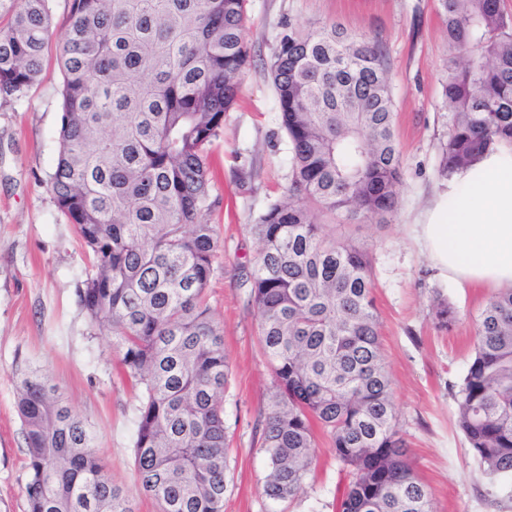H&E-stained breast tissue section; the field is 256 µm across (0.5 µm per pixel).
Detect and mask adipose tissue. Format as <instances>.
Wrapping results in <instances>:
<instances>
[{"mask_svg": "<svg viewBox=\"0 0 512 512\" xmlns=\"http://www.w3.org/2000/svg\"><path fill=\"white\" fill-rule=\"evenodd\" d=\"M433 267L468 288L512 290V143L457 173L446 204L415 227Z\"/></svg>", "mask_w": 512, "mask_h": 512, "instance_id": "adipose-tissue-1", "label": "adipose tissue"}]
</instances>
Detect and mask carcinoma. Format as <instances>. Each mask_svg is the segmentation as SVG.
I'll return each instance as SVG.
<instances>
[{
	"label": "carcinoma",
	"instance_id": "carcinoma-1",
	"mask_svg": "<svg viewBox=\"0 0 512 512\" xmlns=\"http://www.w3.org/2000/svg\"><path fill=\"white\" fill-rule=\"evenodd\" d=\"M451 112L440 176L512 142V16L500 0H438ZM246 0H71L58 64L60 150L51 189L93 258L78 289L140 391L133 452L159 512H224L228 362L206 301L222 249L207 222V147L250 64ZM49 0H19L0 28V93L42 72ZM291 176L250 225L249 274L275 389L264 412L262 494L306 487L314 424L349 468L338 512H434L403 451L372 296L369 252L320 218L387 221L401 176L381 46L334 25L283 28L270 66ZM457 424L489 476H512V290L476 320ZM17 410L28 512H133L86 422L38 370Z\"/></svg>",
	"mask_w": 512,
	"mask_h": 512
}]
</instances>
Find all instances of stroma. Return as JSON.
<instances>
[{"instance_id":"stroma-1","label":"stroma","mask_w":512,"mask_h":512,"mask_svg":"<svg viewBox=\"0 0 512 512\" xmlns=\"http://www.w3.org/2000/svg\"><path fill=\"white\" fill-rule=\"evenodd\" d=\"M52 27L38 82L0 94V512H27L26 445L17 415L18 379L41 366L91 426L106 472L137 512H158L140 490L134 462L138 398L122 375L109 337L91 333L77 290L92 271L73 224L59 210L51 176L59 152L62 46L70 0H50ZM244 40L253 56L237 104L210 147L214 175L208 215L222 243L207 298L223 330L230 373L224 421L230 453L224 512H336L347 482L327 439L318 438L315 472L297 497L274 502L261 487L269 468L263 412L273 393L247 281L259 251L249 226L288 182L290 153L268 70L284 25H335L378 38L389 71L401 149V185L387 223L323 217L327 233L364 245L373 258V296L406 455L435 512H512V478L489 479L456 425L453 387L474 352L476 319L492 297L439 276L416 241L448 197L438 173L451 114L442 97L448 41L437 0H248ZM456 312L437 326L434 295Z\"/></svg>"}]
</instances>
